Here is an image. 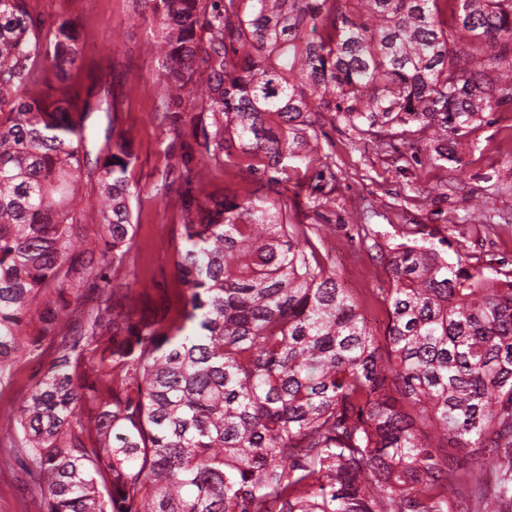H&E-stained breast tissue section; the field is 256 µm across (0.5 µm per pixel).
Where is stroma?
Returning a JSON list of instances; mask_svg holds the SVG:
<instances>
[{"instance_id": "1", "label": "stroma", "mask_w": 512, "mask_h": 512, "mask_svg": "<svg viewBox=\"0 0 512 512\" xmlns=\"http://www.w3.org/2000/svg\"><path fill=\"white\" fill-rule=\"evenodd\" d=\"M45 22L70 18L80 33L81 61L68 84L78 93L101 87L118 112L95 111L85 145L98 154L110 128L134 143L131 180L140 248L131 265L152 279L150 296L172 288L173 258L164 241L178 221L177 198L162 189L165 173L198 152L195 142L159 116L162 56L140 0H27ZM460 162L436 159L427 134L406 139L354 129L325 113L312 163L297 162L279 188L296 234L310 238L323 264L336 271L360 305L382 316L389 281L384 256L402 243L432 245L449 261L512 279V102L475 124ZM258 171L231 169L208 177L205 192L266 193ZM0 512H43L24 475L0 471Z\"/></svg>"}]
</instances>
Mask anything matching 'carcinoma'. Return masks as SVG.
I'll use <instances>...</instances> for the list:
<instances>
[{"label": "carcinoma", "instance_id": "1", "mask_svg": "<svg viewBox=\"0 0 512 512\" xmlns=\"http://www.w3.org/2000/svg\"><path fill=\"white\" fill-rule=\"evenodd\" d=\"M142 2L162 119L200 147L171 182L161 310L132 302L139 276L112 285L137 249L134 147L109 137L91 167L83 128L115 104L45 92L78 65L75 23L0 0V384L24 354L42 372L0 423L3 462L45 512H512V280L400 244L378 336L283 199L201 187L286 171L325 112L457 158L512 101V0Z\"/></svg>", "mask_w": 512, "mask_h": 512}]
</instances>
